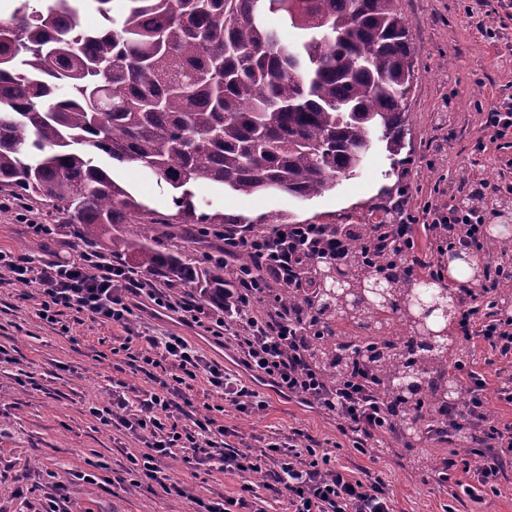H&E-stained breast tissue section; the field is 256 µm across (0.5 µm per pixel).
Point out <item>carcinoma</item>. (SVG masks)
I'll use <instances>...</instances> for the list:
<instances>
[{
  "label": "carcinoma",
  "instance_id": "carcinoma-1",
  "mask_svg": "<svg viewBox=\"0 0 512 512\" xmlns=\"http://www.w3.org/2000/svg\"><path fill=\"white\" fill-rule=\"evenodd\" d=\"M90 1L107 21L80 28ZM0 15V193L44 201L49 219L77 225L89 246L110 242L135 268L160 274L224 304V263L195 265L159 249L154 225L198 237L228 223L190 187L242 195L277 191L311 200L359 175L375 143L402 164L403 105L415 76L409 24L398 0H14ZM266 9L301 30L293 44L264 26ZM134 163L172 191L173 214H157L117 183L101 157ZM129 225L122 237L112 235ZM344 287H331L330 272ZM364 263L313 266L311 292L284 291L281 304L311 311L322 325L315 362L334 376L363 343L402 443L422 446L441 409L467 397L448 375L463 358L453 314L420 326L422 300L459 297L430 271L384 275L363 290ZM454 447L476 452L470 431Z\"/></svg>",
  "mask_w": 512,
  "mask_h": 512
}]
</instances>
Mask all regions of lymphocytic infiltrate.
<instances>
[{
  "label": "lymphocytic infiltrate",
  "mask_w": 512,
  "mask_h": 512,
  "mask_svg": "<svg viewBox=\"0 0 512 512\" xmlns=\"http://www.w3.org/2000/svg\"><path fill=\"white\" fill-rule=\"evenodd\" d=\"M489 189V183L479 181L468 194L449 196L447 205L425 207L432 247L420 246L416 218L404 212L383 232L363 236L361 258L382 271L386 265L380 254L397 248L404 257L402 271L435 272L448 251L463 242L474 258L484 259L489 238L478 201ZM216 236L224 243V268L232 281L220 311L91 249L67 258L53 250L37 257L0 250V286L36 289L37 312L48 324H57L69 311L124 329L118 349L151 387L134 392L125 382H116L111 406L93 403L88 411L103 424L135 435L140 446L126 458L127 472L137 482L156 484L163 495L190 500L194 512H266L270 501L285 503L287 512H392L379 477L369 472L356 477L336 466L314 437L274 433L261 446H253L238 430L202 411L192 395L194 382L205 380L225 404L249 416L266 406L252 382L266 380L280 394L335 416L340 432L352 436L360 451L375 429L388 424L367 356L352 357L335 377H328L309 356L312 314L276 301L281 290H308V269L314 262L346 264L352 241L348 225L279 224L270 232L227 227ZM504 287L512 288V274L464 287L461 324L465 341L482 342L507 359L512 357V309L498 311L491 319L482 313L483 302ZM161 311L233 349L250 380L208 361L179 334L156 336L137 325L139 314ZM451 370L471 394L451 414L459 423L477 427L483 451L474 460L449 462L448 468L469 475L468 491L476 498L486 484H501L506 465L512 464V422L489 412L482 374L459 363ZM163 458L196 467L220 462L225 473L238 477L239 490L233 496L203 499L183 482L161 476L158 462Z\"/></svg>",
  "instance_id": "obj_1"
}]
</instances>
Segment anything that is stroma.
<instances>
[{"label": "stroma", "instance_id": "1", "mask_svg": "<svg viewBox=\"0 0 512 512\" xmlns=\"http://www.w3.org/2000/svg\"><path fill=\"white\" fill-rule=\"evenodd\" d=\"M399 7L412 23L417 79L407 100L410 142L398 176L389 175L390 162L379 146L359 175L306 202L282 193L220 195L205 186L194 187L196 199L213 200L229 218L244 217L256 225L281 214L296 224H360L375 208L401 204L418 213L428 201L446 200L464 172L512 186V170L503 165L512 159V141L494 139L486 124L494 103L512 96V19L500 0H399ZM500 21L503 39L494 46L477 28ZM113 176L151 209L174 213L170 192L139 166L115 167ZM35 306L34 289L0 288V344L10 352L9 361L0 363V512H37L44 497L58 494L65 497L68 512H189L186 500L126 481L124 453L136 450L138 441L101 425L86 410L92 398L111 405L114 380L149 387L112 352L123 329L69 314L64 328L55 329L36 316ZM142 324L158 335L185 336L208 360L235 366L222 345L178 323L176 316H147ZM466 351L471 367L488 382L491 410L512 421V405L501 401L495 388L502 360L480 343L468 344ZM263 392L264 412L244 417L228 407L217 413L218 422L248 436L299 431L316 438L336 464L379 476L394 512H445L450 504L454 512H512V470L496 495L480 501L466 496L456 504V482L439 485L434 469L415 468L412 456L397 447L378 457L359 454L335 418L271 387ZM161 468L205 498L239 487L238 478L217 464L195 474L177 460L164 461Z\"/></svg>", "mask_w": 512, "mask_h": 512}]
</instances>
